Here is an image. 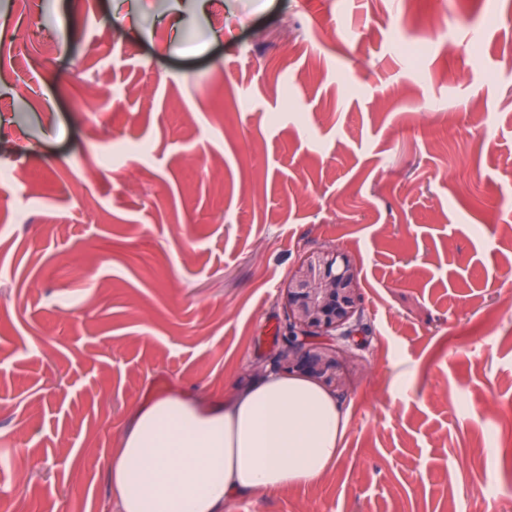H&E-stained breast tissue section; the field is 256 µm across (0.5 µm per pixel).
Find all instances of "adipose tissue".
I'll list each match as a JSON object with an SVG mask.
<instances>
[{"mask_svg":"<svg viewBox=\"0 0 512 512\" xmlns=\"http://www.w3.org/2000/svg\"><path fill=\"white\" fill-rule=\"evenodd\" d=\"M345 424L313 382L270 375L216 402L178 392L138 407L108 478L120 512H224L237 495L320 480Z\"/></svg>","mask_w":512,"mask_h":512,"instance_id":"1","label":"adipose tissue"}]
</instances>
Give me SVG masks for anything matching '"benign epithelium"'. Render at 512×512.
I'll return each mask as SVG.
<instances>
[{
    "label": "benign epithelium",
    "mask_w": 512,
    "mask_h": 512,
    "mask_svg": "<svg viewBox=\"0 0 512 512\" xmlns=\"http://www.w3.org/2000/svg\"><path fill=\"white\" fill-rule=\"evenodd\" d=\"M281 295L288 308L276 371L303 375L338 390L345 384L348 349L340 342L360 321L356 267L335 250L307 257Z\"/></svg>",
    "instance_id": "benign-epithelium-1"
}]
</instances>
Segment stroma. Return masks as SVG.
<instances>
[{
    "mask_svg": "<svg viewBox=\"0 0 512 512\" xmlns=\"http://www.w3.org/2000/svg\"><path fill=\"white\" fill-rule=\"evenodd\" d=\"M511 44L512 0H0V512H110L131 413L272 373L324 249L339 454L224 512H512ZM359 290L357 269L345 256L336 250L308 256L281 289L288 325L275 371L342 388L348 349L338 344L360 321Z\"/></svg>",
    "mask_w": 512,
    "mask_h": 512,
    "instance_id": "35a3bbf8",
    "label": "stroma"
}]
</instances>
